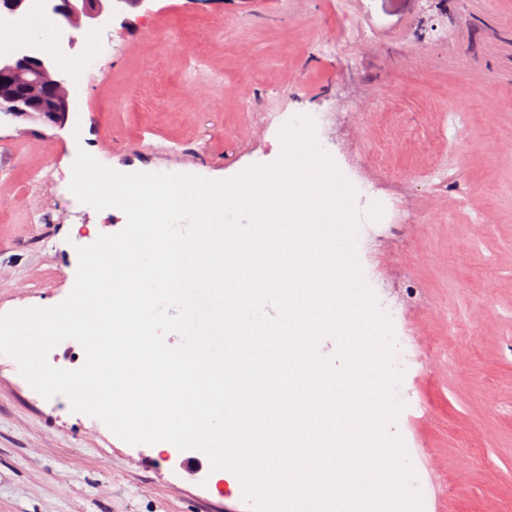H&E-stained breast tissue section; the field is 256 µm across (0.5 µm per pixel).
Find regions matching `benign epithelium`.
<instances>
[{
	"label": "benign epithelium",
	"mask_w": 512,
	"mask_h": 512,
	"mask_svg": "<svg viewBox=\"0 0 512 512\" xmlns=\"http://www.w3.org/2000/svg\"><path fill=\"white\" fill-rule=\"evenodd\" d=\"M148 0H123L117 12L112 0H46L45 9L67 47L76 44L74 31H91L103 24L129 28L125 13L144 7ZM26 0H0V17L25 13ZM32 40L0 51V113L13 120L41 122L53 128L66 126L76 95V82L60 72L57 59L40 54Z\"/></svg>",
	"instance_id": "obj_1"
}]
</instances>
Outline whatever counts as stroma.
Segmentation results:
<instances>
[{
  "label": "stroma",
  "mask_w": 512,
  "mask_h": 512,
  "mask_svg": "<svg viewBox=\"0 0 512 512\" xmlns=\"http://www.w3.org/2000/svg\"><path fill=\"white\" fill-rule=\"evenodd\" d=\"M84 71L64 129L0 119V306L71 292L76 249L126 225L60 174L78 151L122 173L231 178L275 162L254 117L335 120L318 141L358 190L357 257L411 357L401 435L423 512H512V0H150ZM356 19L366 36L319 42ZM194 30L225 51L155 32ZM490 86L477 101L463 87ZM55 221L43 223L45 213ZM0 512H243L138 465L76 412L0 370Z\"/></svg>",
  "instance_id": "obj_1"
}]
</instances>
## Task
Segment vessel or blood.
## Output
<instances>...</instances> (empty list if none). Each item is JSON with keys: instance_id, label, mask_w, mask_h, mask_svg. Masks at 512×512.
Instances as JSON below:
<instances>
[{"instance_id": "1", "label": "vessel or blood", "mask_w": 512, "mask_h": 512, "mask_svg": "<svg viewBox=\"0 0 512 512\" xmlns=\"http://www.w3.org/2000/svg\"><path fill=\"white\" fill-rule=\"evenodd\" d=\"M131 451L150 470L179 482H187L203 490L210 484V467L207 456L198 450L171 448L164 455L153 454L150 446H132Z\"/></svg>"}]
</instances>
